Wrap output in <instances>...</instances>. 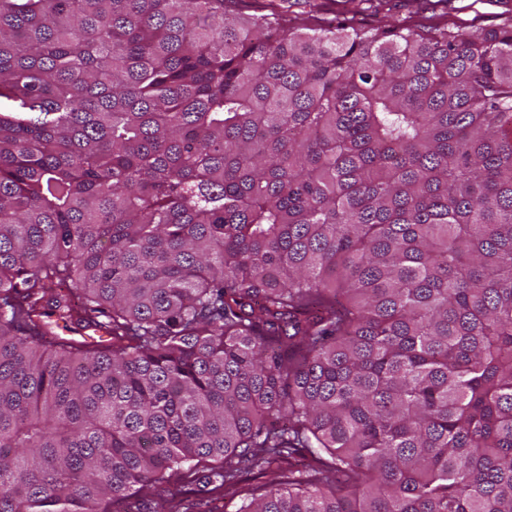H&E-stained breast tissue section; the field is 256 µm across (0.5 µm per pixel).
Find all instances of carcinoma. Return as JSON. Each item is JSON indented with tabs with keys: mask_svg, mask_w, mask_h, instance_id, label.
<instances>
[{
	"mask_svg": "<svg viewBox=\"0 0 512 512\" xmlns=\"http://www.w3.org/2000/svg\"><path fill=\"white\" fill-rule=\"evenodd\" d=\"M228 2L0 0V512H512V19ZM189 489L192 490L189 491L188 494L184 496L185 498L183 499L182 502H179L180 498H178L173 502L163 503V507H161V502L156 501L153 494L149 491L145 499L141 498L131 500L129 504H127V508L130 509L132 512H137L139 508L143 511L157 510L159 512H171L170 510H179L181 512L184 511V508L186 507H190V511L193 512H221L219 510H222V508H224V501L214 500L211 494L200 491L203 489L201 485L194 484L192 486H189Z\"/></svg>",
	"mask_w": 512,
	"mask_h": 512,
	"instance_id": "1",
	"label": "carcinoma"
}]
</instances>
